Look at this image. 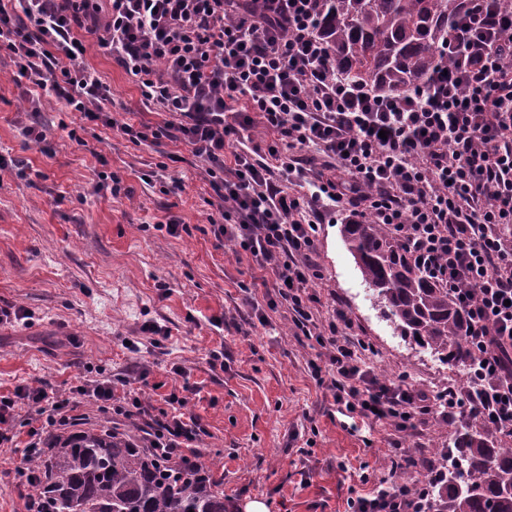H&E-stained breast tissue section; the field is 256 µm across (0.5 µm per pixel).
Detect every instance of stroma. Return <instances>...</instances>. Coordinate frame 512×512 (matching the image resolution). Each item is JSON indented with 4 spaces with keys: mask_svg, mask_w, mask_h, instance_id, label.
Wrapping results in <instances>:
<instances>
[{
    "mask_svg": "<svg viewBox=\"0 0 512 512\" xmlns=\"http://www.w3.org/2000/svg\"><path fill=\"white\" fill-rule=\"evenodd\" d=\"M85 61L111 90L107 112L135 126L158 122L115 60L93 44ZM62 118L33 117L25 86L0 62V156L9 164L0 172V308L29 313L28 322L0 324V393H61L99 372L115 395L132 390L151 403L148 417L119 426L143 438L165 396L193 385L186 410L207 430L199 458L219 464L226 496L240 506L264 501L269 512H345L387 475L391 430L351 429L313 379L320 348L297 334L286 307L268 308L272 276L211 233L216 195L202 163L169 140L136 144L99 122L75 141L59 129ZM36 119L56 125L50 152L23 133ZM162 164L164 178L145 181ZM100 171L119 177L123 194L94 192ZM171 219L186 232L157 230ZM314 258L320 318L337 303L350 312L375 347L379 378L432 390L459 381L455 367L395 330L338 225H323ZM149 324L166 338L153 342ZM215 351L223 365H212Z\"/></svg>",
    "mask_w": 512,
    "mask_h": 512,
    "instance_id": "stroma-1",
    "label": "stroma"
}]
</instances>
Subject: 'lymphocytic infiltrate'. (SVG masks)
<instances>
[{
  "instance_id": "f902f5d3",
  "label": "lymphocytic infiltrate",
  "mask_w": 512,
  "mask_h": 512,
  "mask_svg": "<svg viewBox=\"0 0 512 512\" xmlns=\"http://www.w3.org/2000/svg\"><path fill=\"white\" fill-rule=\"evenodd\" d=\"M316 0H0V59L29 90L30 111L104 120L135 143L168 139L205 166L219 198L208 223L272 274L269 308L323 349L311 363L337 410L395 431L392 468L350 500L351 512H431L443 472L406 450L402 434L430 421L476 418L512 432V0H465L428 81L382 92L338 76L317 33ZM134 79L167 121L133 126L105 117L109 87L89 67L85 35ZM262 121L266 150L254 143ZM378 224L417 266L448 288L466 315L474 357L467 383L434 391L376 377L374 352L349 313L326 322L313 308L322 278L313 260L326 224ZM113 419L144 415L139 394L115 397L108 380L67 392L19 386L0 394L3 426L19 402L35 409L15 466L44 450V435L72 423L78 398ZM149 447L185 463L206 430L169 394Z\"/></svg>"
}]
</instances>
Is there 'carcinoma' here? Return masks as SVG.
<instances>
[{"label": "carcinoma", "mask_w": 512, "mask_h": 512, "mask_svg": "<svg viewBox=\"0 0 512 512\" xmlns=\"http://www.w3.org/2000/svg\"><path fill=\"white\" fill-rule=\"evenodd\" d=\"M464 0H318V31L336 73L397 90L424 81ZM341 236L392 323L451 365L471 361L467 321L448 289L431 281L377 224H343ZM470 419L447 452L436 512H512V448ZM31 494L46 512H238L211 464L165 460L139 438L106 427L52 438L32 464Z\"/></svg>", "instance_id": "cac0c4a2"}]
</instances>
